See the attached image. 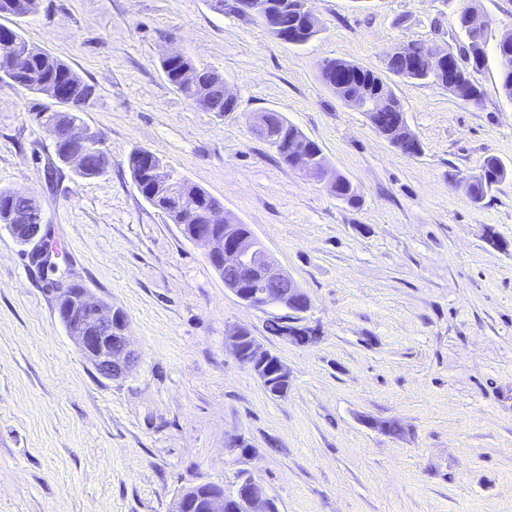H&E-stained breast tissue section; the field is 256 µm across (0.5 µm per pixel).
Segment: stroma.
Returning a JSON list of instances; mask_svg holds the SVG:
<instances>
[{
    "instance_id": "1",
    "label": "stroma",
    "mask_w": 512,
    "mask_h": 512,
    "mask_svg": "<svg viewBox=\"0 0 512 512\" xmlns=\"http://www.w3.org/2000/svg\"><path fill=\"white\" fill-rule=\"evenodd\" d=\"M234 4L39 0L21 24L93 86L82 119L111 164L96 178L59 164L35 96L0 86V188L39 202L60 275L125 313L136 363L108 380L85 361L0 224V512H172L182 489L229 488L242 469L279 512H512V179L483 204L468 195L486 158L512 165L496 58L472 72L478 108L391 77L418 155L320 77L330 59L379 71L399 45L456 44L465 6L511 25L512 0H312L320 31L301 46ZM175 50L224 77L236 112L168 83L161 61ZM262 111L314 140L358 203L284 164L252 132ZM137 149L248 225L310 296L317 343L272 334L281 310L225 288L205 248L138 193ZM235 325L288 365L286 396L225 349ZM237 436L249 457L230 448Z\"/></svg>"
}]
</instances>
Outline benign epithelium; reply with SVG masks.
I'll list each match as a JSON object with an SVG mask.
<instances>
[{"label": "benign epithelium", "instance_id": "1", "mask_svg": "<svg viewBox=\"0 0 512 512\" xmlns=\"http://www.w3.org/2000/svg\"><path fill=\"white\" fill-rule=\"evenodd\" d=\"M271 30H277L273 14L268 11L266 0H255L247 6ZM424 62L437 75L436 84L450 91L456 85L471 79L470 68L463 51L429 46ZM69 149L59 158L63 164L80 168L86 164L88 146L100 139V134L74 122L66 128ZM291 166L304 174L323 179L328 168L315 165V159L301 147L289 150ZM151 194L184 201L182 184L170 175L167 166L151 152L143 153ZM14 223L9 225L11 235L28 247L31 262L41 270H58L59 253L49 244L50 229L45 214L39 206L34 210L20 209L13 213ZM202 223L195 225L191 241L202 245L211 266L224 279L227 288L241 303L258 310L280 308L292 317H301L309 311L311 300L290 275L283 272L269 252L259 254L262 247L253 239L234 236L236 225L226 223V216L219 209H211L201 216ZM51 291L56 301L57 314L70 338L86 361L102 377L113 380L124 376L134 358L128 349L127 319L118 308H110L84 288H74L63 279H50ZM281 338L298 343L316 341L312 330L304 335L288 329L286 322H272ZM244 327L237 326L224 336V347L229 349L240 364L252 371L262 382L266 392L275 397L282 392L276 382H287L290 370L278 356L261 346L254 337L242 336ZM197 486L183 490L175 500L173 512H194L197 507ZM203 508L205 512H278L277 505L265 486L252 474L242 469L233 489L226 490L219 484L206 487Z\"/></svg>", "mask_w": 512, "mask_h": 512}]
</instances>
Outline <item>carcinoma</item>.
<instances>
[{"label":"carcinoma","instance_id":"cac0c4a2","mask_svg":"<svg viewBox=\"0 0 512 512\" xmlns=\"http://www.w3.org/2000/svg\"><path fill=\"white\" fill-rule=\"evenodd\" d=\"M39 0H0V20H9L13 25L0 23V85L23 89L37 97L49 100L47 104H36L31 112L39 115L46 113L42 123L45 130L59 138L56 151L62 152L65 143L60 141L65 128L73 121L80 120L79 113L84 111L92 95L91 86L75 74L71 67L57 56L43 49L32 46L21 33L20 22L38 10ZM470 7H464L459 13V27L466 42L470 43L476 58L474 67L484 65L487 49L496 54L500 73L499 90L506 98L512 100V27L494 31L490 27L467 29L464 18ZM305 20L295 13L280 15L278 24L281 31L300 35V41L307 42L316 32L303 31ZM421 43L413 42L407 52V58L394 56L384 64L385 72L404 79L431 81V75L423 67L411 68L419 61ZM25 56L24 71L13 74L10 71L14 56ZM162 69L168 83L183 94L192 103L209 112L228 113L237 110V101L224 98V78L217 72L198 68L191 58L180 56L165 58ZM320 76L326 86L344 103L353 100L382 102V106L373 115L379 130L390 131L394 128L409 130L399 99L395 95L387 77L381 73L360 66L350 61L333 59L320 66ZM258 116L280 133L281 143L277 153L285 163H290L288 148H304L316 157L317 165L325 164V158L319 145L308 138L294 124L278 112H260ZM128 165L134 183L144 199L172 224L186 225V232H191L193 225L201 223L200 213L220 206L218 200L203 188L192 184L189 186L188 200L180 210L175 211L162 201L148 194L149 184L144 175L141 151L133 152ZM107 170V163L99 160L98 153L93 152L78 174L84 178H95ZM512 178V169H508L495 158H487L481 172L474 177L470 188V200L481 204L492 188ZM336 196L350 205L359 201V195L351 181L343 175H336ZM28 207V201L17 199L13 191L0 189V224L13 223V211Z\"/></svg>","mask_w":512,"mask_h":512}]
</instances>
